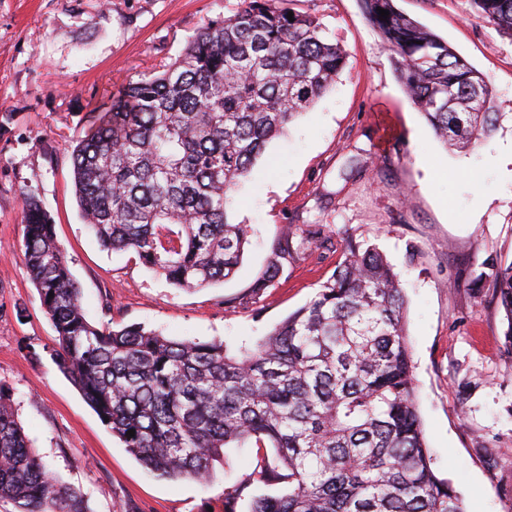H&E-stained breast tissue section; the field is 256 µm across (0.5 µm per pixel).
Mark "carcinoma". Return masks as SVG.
Returning <instances> with one entry per match:
<instances>
[{
  "mask_svg": "<svg viewBox=\"0 0 512 512\" xmlns=\"http://www.w3.org/2000/svg\"><path fill=\"white\" fill-rule=\"evenodd\" d=\"M392 52L398 81L445 144L468 145L499 121L493 91L448 43L399 11L360 0ZM512 37V0H471ZM389 11L379 19L377 8ZM248 0L205 21L162 69L112 94L71 151L79 212L107 249L131 252L177 288L224 281L249 229L229 220L239 179L269 141L308 111L345 63L319 19ZM21 249L57 340L54 359L126 450L161 478L210 481L225 449L257 458L249 512H466L433 469L413 377L398 274L373 244L347 239L332 277L251 347L173 339L140 324L89 322L51 217L23 197ZM299 256L273 245L254 284L273 285ZM512 349V263L483 264ZM135 430L134 436L127 431ZM244 485L224 488L236 512ZM0 501L15 512H88L34 451L0 389Z\"/></svg>",
  "mask_w": 512,
  "mask_h": 512,
  "instance_id": "1",
  "label": "carcinoma"
}]
</instances>
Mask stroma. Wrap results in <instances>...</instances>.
<instances>
[{
	"label": "stroma",
	"mask_w": 512,
	"mask_h": 512,
	"mask_svg": "<svg viewBox=\"0 0 512 512\" xmlns=\"http://www.w3.org/2000/svg\"><path fill=\"white\" fill-rule=\"evenodd\" d=\"M240 0H0V386L34 449L90 512H224L225 487L248 483L258 449L231 448L212 482L162 479L113 436L60 372L55 330L21 250L22 198L51 214L89 320L137 323L176 339L252 345L335 272L343 240L375 244L409 301V334L434 469L467 512H512V351L492 283L472 274L512 262V39L469 0H396L495 93V132L447 147L403 90L359 0H293L339 42L347 64L313 108L271 140L240 178L229 210L249 227L235 275L196 290L171 285L134 254L104 249L80 216L70 152L107 108L108 90L171 62L208 19ZM364 166L344 175L348 156ZM321 224L326 247L252 294L273 242ZM252 295L248 306L233 300Z\"/></svg>",
	"instance_id": "1"
}]
</instances>
